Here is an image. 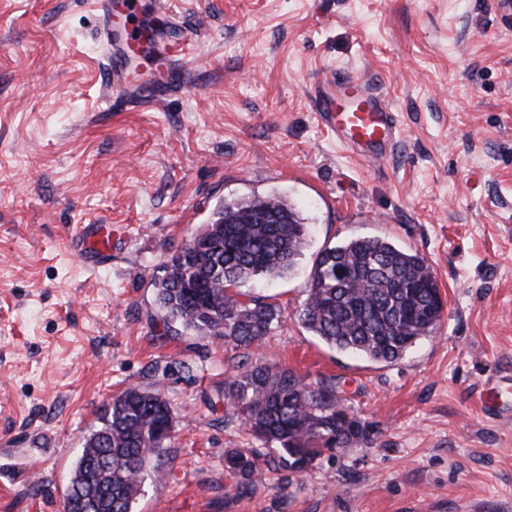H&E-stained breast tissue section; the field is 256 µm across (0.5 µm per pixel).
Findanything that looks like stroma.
Segmentation results:
<instances>
[{
  "label": "stroma",
  "instance_id": "35a3bbf8",
  "mask_svg": "<svg viewBox=\"0 0 512 512\" xmlns=\"http://www.w3.org/2000/svg\"><path fill=\"white\" fill-rule=\"evenodd\" d=\"M497 0H142L191 55L131 73L182 81L125 112L88 0H0V512H63L83 437L127 387L177 411L134 512H512V25ZM367 74L397 115L375 165L320 124L308 89ZM277 194L310 228L264 291L284 312L253 362L340 381L370 443L284 479L226 415L222 342L164 329L153 277L224 201ZM83 224L112 236L92 269ZM380 236L418 250L445 303L431 337L379 364L295 315L316 254ZM263 458L237 493L224 451Z\"/></svg>",
  "mask_w": 512,
  "mask_h": 512
}]
</instances>
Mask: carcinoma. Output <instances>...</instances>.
I'll list each match as a JSON object with an SVG mask.
<instances>
[{
  "instance_id": "obj_1",
  "label": "carcinoma",
  "mask_w": 512,
  "mask_h": 512,
  "mask_svg": "<svg viewBox=\"0 0 512 512\" xmlns=\"http://www.w3.org/2000/svg\"><path fill=\"white\" fill-rule=\"evenodd\" d=\"M180 246L154 277L163 323L224 342L232 350L260 344L281 323L265 295L237 291L248 280L284 278L306 246V224L276 196L226 201ZM444 314L432 267L418 251L386 238L359 237L316 256L298 319L332 349L393 363L437 329ZM218 401L241 417L247 432L277 450L276 464L300 474L325 454L366 445V427L345 404L335 380L308 381L276 363L238 362ZM175 411L158 390L129 388L105 406L100 427L84 440L68 491L89 490L92 455L112 457V495L94 512H132L148 464L172 438ZM236 489L255 486L261 462L235 449L224 453Z\"/></svg>"
}]
</instances>
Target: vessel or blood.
Returning a JSON list of instances; mask_svg holds the SVG:
<instances>
[{"label": "vessel or blood", "instance_id": "b4317fda", "mask_svg": "<svg viewBox=\"0 0 512 512\" xmlns=\"http://www.w3.org/2000/svg\"><path fill=\"white\" fill-rule=\"evenodd\" d=\"M100 18L98 44L104 51L112 73L113 98L121 100L134 50L140 44L137 31L114 39L112 0H92ZM311 103L323 127L351 153L373 163H383L390 155L398 135V120L388 100L376 92L364 76L332 70L315 82ZM83 250L87 264L98 267L107 257L98 230L83 226L71 239Z\"/></svg>", "mask_w": 512, "mask_h": 512}]
</instances>
